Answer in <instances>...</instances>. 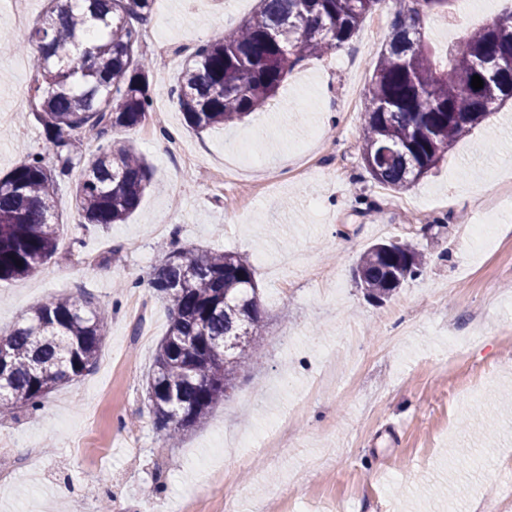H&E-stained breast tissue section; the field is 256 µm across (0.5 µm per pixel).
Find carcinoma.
Returning <instances> with one entry per match:
<instances>
[{"mask_svg":"<svg viewBox=\"0 0 512 512\" xmlns=\"http://www.w3.org/2000/svg\"><path fill=\"white\" fill-rule=\"evenodd\" d=\"M410 2L394 13L374 66L361 129V158L371 178L393 190L418 183L461 137L512 99V6L448 47L440 65L423 32L431 11L455 0ZM49 0L42 18L13 43L30 50L43 150L0 176V281L30 275L57 251L54 221L60 182L77 165L75 186L85 224L123 223L150 181L145 159L109 140L137 129L152 110L151 62L138 53L154 0ZM382 0H258L232 33L198 46L173 88L186 125L199 133L235 122L273 99L310 56L340 48ZM97 44L78 60L89 22ZM483 87L471 86L473 76ZM97 149L83 152L84 142ZM51 155L54 164L47 165ZM22 265H16V262ZM425 255L410 241L377 243L359 257L358 287L382 301L424 273ZM149 285L168 302L169 325L147 380V408L171 441L202 423L246 372L265 341L264 310L248 258L232 251L173 248ZM109 311L52 296L0 336V403L33 408L60 384L90 372Z\"/></svg>","mask_w":512,"mask_h":512,"instance_id":"carcinoma-1","label":"carcinoma"}]
</instances>
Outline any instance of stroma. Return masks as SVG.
<instances>
[{"mask_svg":"<svg viewBox=\"0 0 512 512\" xmlns=\"http://www.w3.org/2000/svg\"><path fill=\"white\" fill-rule=\"evenodd\" d=\"M257 0H155L143 27L152 122L175 129L199 162L177 168L159 136L115 132L152 171L121 224L81 223L75 180L58 189L64 246L37 272L0 282V333L53 295L112 308L94 369L38 409L0 407V449L22 463L0 512H139L196 500V512H512V210L496 241L469 239L474 193L512 165V102L489 114L408 190H380L360 158L364 95L385 36L361 25L341 48L303 62L242 122L187 128L171 96L186 57L231 31ZM0 45V175L41 150L26 99L30 64ZM244 143L231 196L211 183ZM412 201L420 221L400 209ZM246 256L266 312L265 345L206 420L169 447L146 408L147 375L168 304L147 285L160 241ZM409 239L421 277L369 302L352 267L375 242ZM483 312L474 326L472 310ZM454 324L464 349L444 334ZM279 447L247 446L279 423ZM36 465L25 466L29 451Z\"/></svg>","mask_w":512,"mask_h":512,"instance_id":"35a3bbf8","label":"stroma"}]
</instances>
